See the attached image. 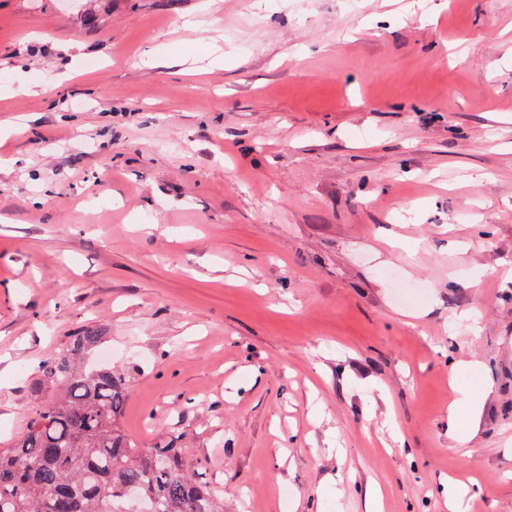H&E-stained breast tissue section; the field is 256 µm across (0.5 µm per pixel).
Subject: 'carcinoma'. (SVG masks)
Listing matches in <instances>:
<instances>
[{
	"label": "carcinoma",
	"mask_w": 512,
	"mask_h": 512,
	"mask_svg": "<svg viewBox=\"0 0 512 512\" xmlns=\"http://www.w3.org/2000/svg\"><path fill=\"white\" fill-rule=\"evenodd\" d=\"M98 342L70 336L44 359L34 392L58 388L9 448H0V512H224L171 434L139 445L120 424L129 388L79 366Z\"/></svg>",
	"instance_id": "obj_1"
}]
</instances>
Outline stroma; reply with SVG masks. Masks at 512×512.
Here are the masks:
<instances>
[{
    "label": "stroma",
    "mask_w": 512,
    "mask_h": 512,
    "mask_svg": "<svg viewBox=\"0 0 512 512\" xmlns=\"http://www.w3.org/2000/svg\"><path fill=\"white\" fill-rule=\"evenodd\" d=\"M0 121V448L90 329L224 512H512V0H0Z\"/></svg>",
    "instance_id": "1"
}]
</instances>
